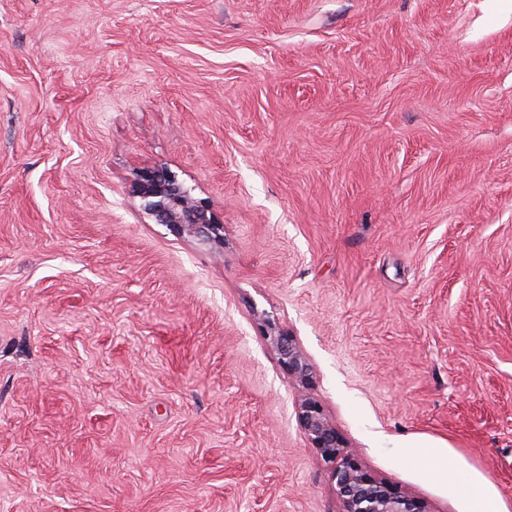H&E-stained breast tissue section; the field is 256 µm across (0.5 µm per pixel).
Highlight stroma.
<instances>
[{"label": "stroma", "instance_id": "stroma-1", "mask_svg": "<svg viewBox=\"0 0 512 512\" xmlns=\"http://www.w3.org/2000/svg\"><path fill=\"white\" fill-rule=\"evenodd\" d=\"M267 317L370 474L512 512V0H0V512H341ZM132 192L141 200L144 212L156 224H165L178 234L194 236L205 245H224V226L208 201L192 196V189L161 166L139 168Z\"/></svg>", "mask_w": 512, "mask_h": 512}]
</instances>
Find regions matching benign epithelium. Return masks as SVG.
I'll return each mask as SVG.
<instances>
[{"label": "benign epithelium", "instance_id": "7a95c632", "mask_svg": "<svg viewBox=\"0 0 512 512\" xmlns=\"http://www.w3.org/2000/svg\"><path fill=\"white\" fill-rule=\"evenodd\" d=\"M132 192L156 224L188 234L210 246H224V225L209 202L192 196V189L161 166H145L135 174ZM279 368L302 395L295 407L296 421L310 447L331 464V478L342 512H430L428 505L402 488L372 476L352 454L321 401L311 392L313 368L294 336L267 323L264 336Z\"/></svg>", "mask_w": 512, "mask_h": 512}]
</instances>
